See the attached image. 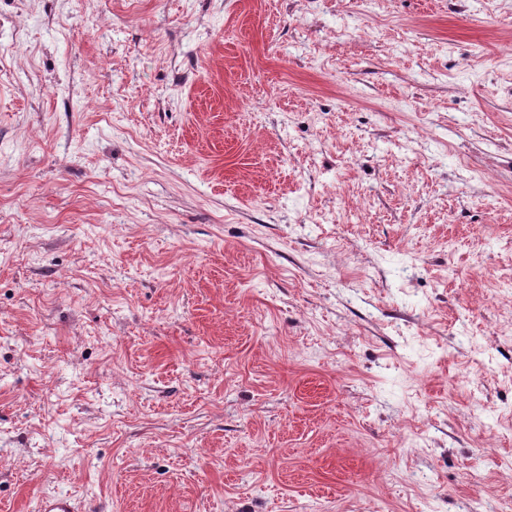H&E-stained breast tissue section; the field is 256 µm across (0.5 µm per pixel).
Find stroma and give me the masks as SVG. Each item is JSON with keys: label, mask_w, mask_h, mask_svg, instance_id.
<instances>
[{"label": "stroma", "mask_w": 512, "mask_h": 512, "mask_svg": "<svg viewBox=\"0 0 512 512\" xmlns=\"http://www.w3.org/2000/svg\"><path fill=\"white\" fill-rule=\"evenodd\" d=\"M512 500V0H0V512Z\"/></svg>", "instance_id": "stroma-1"}]
</instances>
